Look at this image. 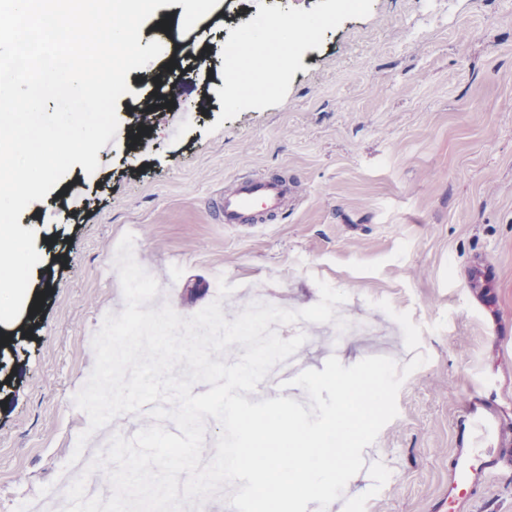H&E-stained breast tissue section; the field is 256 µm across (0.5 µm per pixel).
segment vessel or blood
Wrapping results in <instances>:
<instances>
[{
	"mask_svg": "<svg viewBox=\"0 0 512 512\" xmlns=\"http://www.w3.org/2000/svg\"><path fill=\"white\" fill-rule=\"evenodd\" d=\"M284 180L261 175H236L230 185L216 193L215 205L225 224H262L279 213L286 198ZM304 369L292 361L258 383V391L280 388ZM461 446L455 449L448 467V512H468L471 499L483 491L503 471L512 444L501 438V416L482 396L472 400L460 431Z\"/></svg>",
	"mask_w": 512,
	"mask_h": 512,
	"instance_id": "vessel-or-blood-1",
	"label": "vessel or blood"
}]
</instances>
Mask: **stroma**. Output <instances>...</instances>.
<instances>
[{
  "mask_svg": "<svg viewBox=\"0 0 512 512\" xmlns=\"http://www.w3.org/2000/svg\"><path fill=\"white\" fill-rule=\"evenodd\" d=\"M245 7L319 27L289 39L264 75L244 60L228 70L225 40L248 26L217 20L197 33L202 68L171 90L159 77L184 13L162 9L140 28L141 44L164 51L127 74L119 142L99 151L95 173L74 165L20 216L35 232L40 294L4 355L15 368L0 391V512L50 490L88 426L73 398L95 362L88 340L125 308L112 253L127 233L161 303L183 317L217 300L235 320L258 290L299 311L323 281L380 334L336 348L329 324L309 322L297 357L320 370L332 347L347 367L382 346L400 366L427 355L341 512H439L463 406L483 380L512 441V0H364L344 15L335 0ZM147 104L156 116L142 133ZM175 112L191 115L176 135ZM241 171L287 179L270 225L221 224L213 196ZM477 259L493 270L488 308L469 304ZM219 273L234 287L222 299Z\"/></svg>",
  "mask_w": 512,
  "mask_h": 512,
  "instance_id": "stroma-1",
  "label": "stroma"
}]
</instances>
